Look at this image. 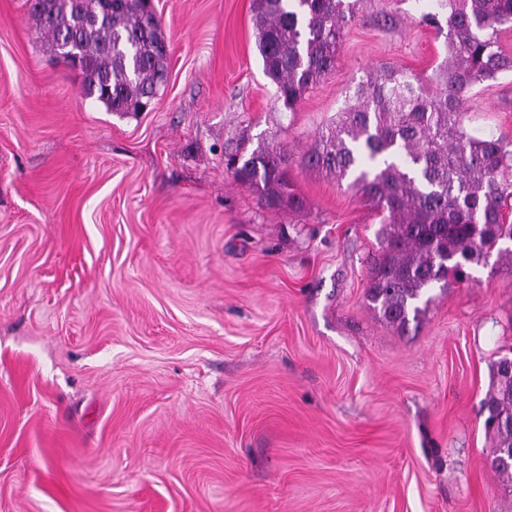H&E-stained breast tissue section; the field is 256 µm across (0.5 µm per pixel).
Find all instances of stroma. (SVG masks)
<instances>
[{
  "label": "stroma",
  "mask_w": 512,
  "mask_h": 512,
  "mask_svg": "<svg viewBox=\"0 0 512 512\" xmlns=\"http://www.w3.org/2000/svg\"><path fill=\"white\" fill-rule=\"evenodd\" d=\"M252 2L154 0L167 82L121 115L0 0V512H512L481 413L512 264L382 322L379 215L300 163L368 71L433 76L429 0H359L292 111ZM467 125L512 140V74L474 87ZM261 142L302 209L226 170Z\"/></svg>",
  "instance_id": "stroma-1"
}]
</instances>
